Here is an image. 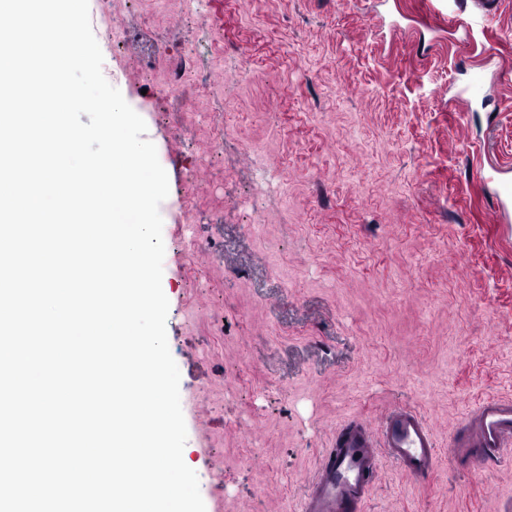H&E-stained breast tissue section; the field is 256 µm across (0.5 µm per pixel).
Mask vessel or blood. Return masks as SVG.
<instances>
[{
  "label": "vessel or blood",
  "instance_id": "vessel-or-blood-1",
  "mask_svg": "<svg viewBox=\"0 0 512 512\" xmlns=\"http://www.w3.org/2000/svg\"><path fill=\"white\" fill-rule=\"evenodd\" d=\"M501 216L512 213V179L495 171L490 177ZM436 435L415 407H393L379 430L355 420L336 435V442L315 471L301 512H356L366 499L381 455L414 479L431 477L440 457ZM512 452V397L482 400L465 427L448 442V456L482 464Z\"/></svg>",
  "mask_w": 512,
  "mask_h": 512
}]
</instances>
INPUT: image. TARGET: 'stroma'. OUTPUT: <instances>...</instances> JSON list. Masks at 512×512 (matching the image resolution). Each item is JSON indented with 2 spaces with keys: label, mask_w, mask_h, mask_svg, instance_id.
<instances>
[{
  "label": "stroma",
  "mask_w": 512,
  "mask_h": 512,
  "mask_svg": "<svg viewBox=\"0 0 512 512\" xmlns=\"http://www.w3.org/2000/svg\"><path fill=\"white\" fill-rule=\"evenodd\" d=\"M167 172L162 288L206 512H299L336 431L420 410L440 454L512 397V0H89ZM195 84L172 90L176 60ZM484 70L485 104L454 100ZM269 171L259 174L254 152ZM512 456L381 457L360 512H497ZM509 172H511L510 169L506 171L494 170V174L489 178L504 222H508L509 212L512 210V179L503 176V174Z\"/></svg>",
  "instance_id": "stroma-1"
}]
</instances>
